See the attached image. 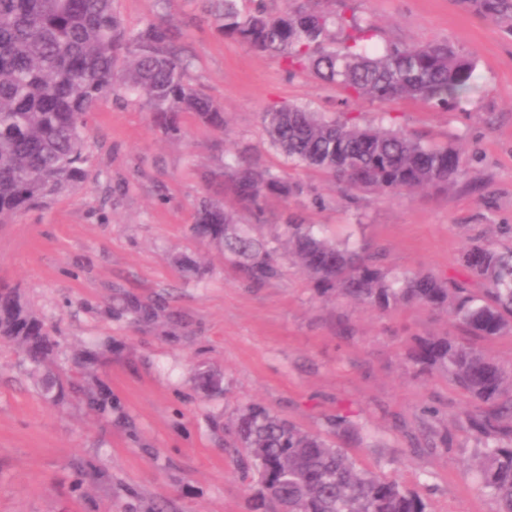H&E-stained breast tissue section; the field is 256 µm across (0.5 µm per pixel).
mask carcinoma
<instances>
[{"mask_svg": "<svg viewBox=\"0 0 512 512\" xmlns=\"http://www.w3.org/2000/svg\"><path fill=\"white\" fill-rule=\"evenodd\" d=\"M460 2L512 35V0ZM215 27L255 54L281 60L291 74L307 72L340 88V112L289 104L262 113L270 144L288 162L339 182L348 195L401 197L446 190L465 178L469 158L458 147L426 142L388 112L374 126L347 110L353 102L397 99L448 110L471 90L477 68L448 42L388 41L371 50L377 27L345 0H220ZM173 42V30L161 21L127 29L115 0H0V224L88 180L86 118L111 94L136 96L169 140L182 138L186 112L224 129V112L190 83L189 63ZM200 180L219 184L222 197L199 199L194 236L224 251L247 284L280 278L286 261L322 299L343 298L381 315L420 306L452 319L459 335L415 337L406 364L418 377H447L469 397L473 409L465 416L479 489L496 504L494 512H512V365L480 346L512 333V248L470 243L461 253L462 279L421 270L394 274L366 243L329 239L294 214L270 222V201L310 188L263 166L246 146L219 168L201 171ZM0 338L21 351L41 397L61 404L65 388L51 367L57 344L18 288L0 286ZM94 364L90 355L76 362L71 387ZM197 381L208 395L224 393L215 372H200ZM85 398L93 410L112 411L106 395L88 391ZM333 427L338 436L377 438L347 415L336 416ZM225 430L237 465L257 479L251 512H427L417 492L359 467L335 441L260 403L239 408ZM409 443L447 448L451 440L430 431L409 434Z\"/></svg>", "mask_w": 512, "mask_h": 512, "instance_id": "1", "label": "carcinoma"}]
</instances>
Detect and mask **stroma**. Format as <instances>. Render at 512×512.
<instances>
[{"label": "stroma", "instance_id": "stroma-1", "mask_svg": "<svg viewBox=\"0 0 512 512\" xmlns=\"http://www.w3.org/2000/svg\"><path fill=\"white\" fill-rule=\"evenodd\" d=\"M349 4L376 22L375 47L446 39L476 58L473 90L450 111L409 99L355 106L365 119L385 110L409 132L455 143L471 158L466 183L349 198L313 170L290 169L269 144L262 112L288 103L335 111V87L289 75L279 60L224 37L203 0H116L128 29L160 17L179 31L191 83L223 107L227 125L217 131L187 114L183 138L170 141L145 108L108 96L87 118L90 181L0 224V284L20 288L59 341L62 377L73 373L74 354L95 347L97 383L115 404L102 415L76 398L47 403L20 352L0 341V512H150L166 504L172 512H248L255 485L214 423L250 402L323 433L336 415L352 413L382 438L376 448L347 443L360 465L418 490L429 512H493L463 465L467 397L444 376L414 377L404 362L413 337L457 335L448 316L418 306L381 315L324 300L293 267L251 286L191 233L205 191L200 172L225 149L246 145L325 200L320 209L306 196L275 200L274 211L366 239L393 269L459 277L471 239L512 243V36L459 0ZM184 254L203 277L177 268ZM130 300L156 307L158 318L117 315ZM199 369L222 373V397L196 388ZM427 405L440 409L453 445L414 454L407 434Z\"/></svg>", "mask_w": 512, "mask_h": 512}]
</instances>
